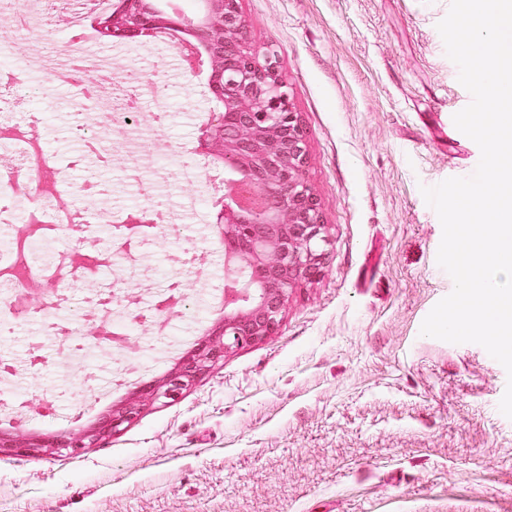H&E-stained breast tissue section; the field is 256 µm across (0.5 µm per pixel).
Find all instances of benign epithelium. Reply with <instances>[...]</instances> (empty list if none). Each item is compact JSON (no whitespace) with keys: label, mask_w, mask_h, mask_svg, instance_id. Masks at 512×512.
Returning <instances> with one entry per match:
<instances>
[{"label":"benign epithelium","mask_w":512,"mask_h":512,"mask_svg":"<svg viewBox=\"0 0 512 512\" xmlns=\"http://www.w3.org/2000/svg\"><path fill=\"white\" fill-rule=\"evenodd\" d=\"M214 6L221 12L223 31L224 120L205 128L202 139L208 153L251 175L266 197V209L250 219L228 204L215 219L224 242L237 245L224 250L225 272L246 269L251 277L237 280L226 295L224 320L210 336L168 375L137 390L95 426L36 439L19 431L3 432L0 452L77 453L122 431L144 405L175 400L229 351L274 335L289 291L322 271L329 240L318 199L304 175L307 152L300 115L272 57L247 41L238 0H216Z\"/></svg>","instance_id":"obj_1"}]
</instances>
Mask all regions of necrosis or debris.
Returning <instances> with one entry per match:
<instances>
[{"mask_svg":"<svg viewBox=\"0 0 512 512\" xmlns=\"http://www.w3.org/2000/svg\"><path fill=\"white\" fill-rule=\"evenodd\" d=\"M47 11L63 21L70 50L50 53L33 41L22 68L0 69V242L7 246L0 252V331L12 332L17 318L28 319L40 326L33 344L54 340L63 353L84 351L90 334L113 337L116 350L120 337L133 333L192 335V327L162 321L159 311L169 300L185 307L205 281L186 255L174 256L173 271L159 285L142 248L101 249L96 232L117 230L135 216L156 233H179L216 213L227 175L193 141L180 146L182 162H161L170 150L163 137L170 117L166 98L150 91L143 77L114 72L108 57L87 50L86 24L99 15L84 11L77 0H0V16L9 19L0 27V48L9 49ZM88 68L107 77L91 92L76 82ZM33 70L75 86L65 120L80 147L66 163L45 150L42 119L28 105ZM81 170L85 178L73 184V172ZM129 191L138 199L132 208L121 202ZM72 237L75 247L63 248ZM48 245L55 248L51 262L35 264L33 251ZM32 279L50 293L49 302L36 308L19 300ZM133 282L150 305L128 308ZM79 311L88 315L81 327L66 319Z\"/></svg>","mask_w":512,"mask_h":512,"instance_id":"1","label":"necrosis or debris"}]
</instances>
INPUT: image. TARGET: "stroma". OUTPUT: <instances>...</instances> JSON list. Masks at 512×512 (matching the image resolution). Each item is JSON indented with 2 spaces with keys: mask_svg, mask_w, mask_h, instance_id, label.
Returning <instances> with one entry per match:
<instances>
[{
  "mask_svg": "<svg viewBox=\"0 0 512 512\" xmlns=\"http://www.w3.org/2000/svg\"><path fill=\"white\" fill-rule=\"evenodd\" d=\"M450 0H240L251 44L270 50L299 112L307 178L329 246L321 276L289 293L276 335L226 353L178 399L78 454L0 455V512H512L507 374L480 345L421 335L451 293L442 226L420 192L464 176L480 150L454 125L471 101L437 24ZM170 103L169 143L205 112L193 76L147 53L115 56ZM32 104L58 161L78 143L69 90L32 73ZM224 276L218 241L160 236L168 256ZM31 437L94 425L95 365L21 384Z\"/></svg>",
  "mask_w": 512,
  "mask_h": 512,
  "instance_id": "stroma-1",
  "label": "stroma"
}]
</instances>
